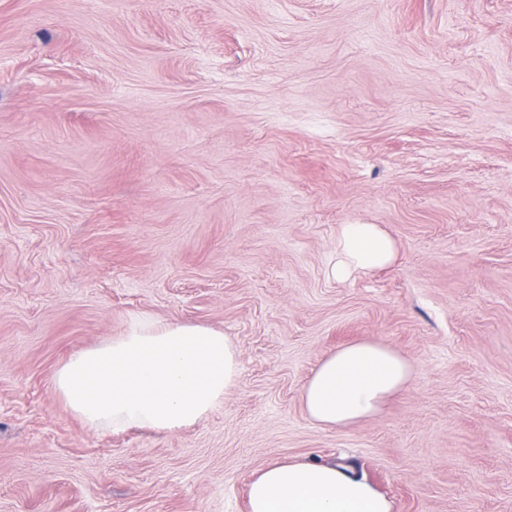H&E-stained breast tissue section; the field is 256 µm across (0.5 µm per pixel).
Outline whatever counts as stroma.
<instances>
[{"label":"stroma","instance_id":"35a3bbf8","mask_svg":"<svg viewBox=\"0 0 512 512\" xmlns=\"http://www.w3.org/2000/svg\"><path fill=\"white\" fill-rule=\"evenodd\" d=\"M341 224L395 261L334 280ZM135 316L230 338L223 405L69 410L55 372ZM365 340L409 381L315 426ZM341 457L394 512H512V0H0V512H247ZM410 377L406 361L378 341L355 342L324 357L301 391L305 416L323 429H341L377 415Z\"/></svg>","mask_w":512,"mask_h":512}]
</instances>
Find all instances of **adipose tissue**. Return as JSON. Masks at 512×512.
<instances>
[{
    "label": "adipose tissue",
    "instance_id": "adipose-tissue-1",
    "mask_svg": "<svg viewBox=\"0 0 512 512\" xmlns=\"http://www.w3.org/2000/svg\"><path fill=\"white\" fill-rule=\"evenodd\" d=\"M330 273L339 281L390 265L397 243L376 224H341ZM239 377V350L223 331L138 317L100 348L74 355L53 388L88 425L167 433L196 424L222 405ZM410 377L406 361L378 341L355 342L324 357L302 391L307 419L341 429L377 415ZM248 512H393L391 501L344 466L288 461L251 480Z\"/></svg>",
    "mask_w": 512,
    "mask_h": 512
}]
</instances>
